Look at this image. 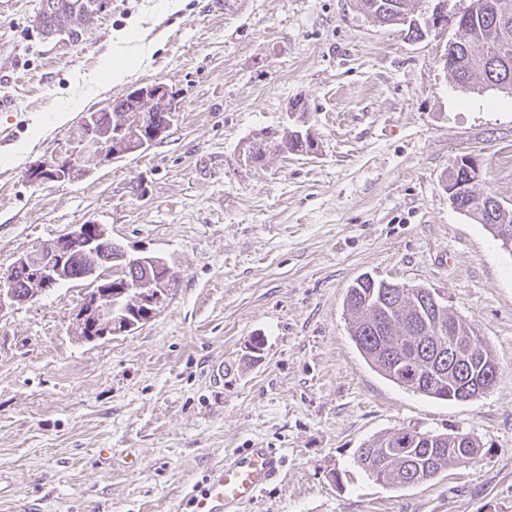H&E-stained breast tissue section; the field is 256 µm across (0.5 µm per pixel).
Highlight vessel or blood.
<instances>
[{
  "label": "vessel or blood",
  "instance_id": "b4317fda",
  "mask_svg": "<svg viewBox=\"0 0 512 512\" xmlns=\"http://www.w3.org/2000/svg\"><path fill=\"white\" fill-rule=\"evenodd\" d=\"M284 459L273 448H246L228 454L203 488L190 495L192 512H242L279 476Z\"/></svg>",
  "mask_w": 512,
  "mask_h": 512
}]
</instances>
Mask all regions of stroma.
Returning a JSON list of instances; mask_svg holds the SVG:
<instances>
[{
    "instance_id": "1",
    "label": "stroma",
    "mask_w": 512,
    "mask_h": 512,
    "mask_svg": "<svg viewBox=\"0 0 512 512\" xmlns=\"http://www.w3.org/2000/svg\"><path fill=\"white\" fill-rule=\"evenodd\" d=\"M469 5L416 0L417 19L443 20L417 38L355 0H183L173 14L111 0L76 46L32 29L41 0L0 11V277L92 221L175 279L150 322L95 342L70 332L84 281L0 313V512H191L209 470L253 446L285 465L245 512H512V253L445 187L470 153L477 192L512 205V95L459 88L443 67ZM132 25L150 59L92 84ZM154 81L181 105L162 142L28 180L86 113ZM296 100L315 151L245 164L243 143L288 125ZM363 275L437 293L495 359L493 388L446 401L372 369L344 305ZM403 427L462 430L485 454L380 485L354 453Z\"/></svg>"
}]
</instances>
